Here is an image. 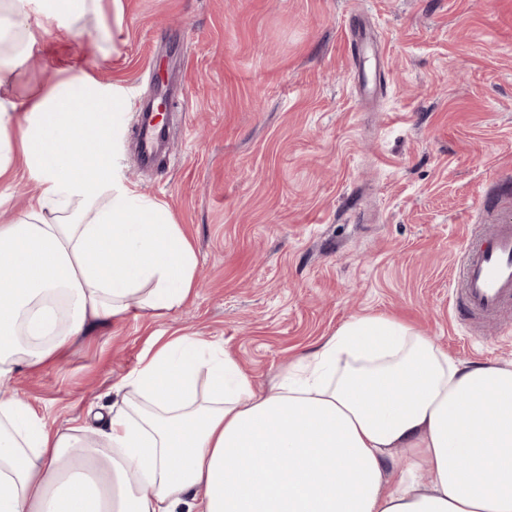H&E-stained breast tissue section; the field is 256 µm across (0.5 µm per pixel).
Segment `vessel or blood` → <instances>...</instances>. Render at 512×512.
<instances>
[{
  "mask_svg": "<svg viewBox=\"0 0 512 512\" xmlns=\"http://www.w3.org/2000/svg\"><path fill=\"white\" fill-rule=\"evenodd\" d=\"M139 138L145 157H152L157 131L150 107L138 114ZM463 320L495 319L512 305V215H502L477 234L455 278Z\"/></svg>",
  "mask_w": 512,
  "mask_h": 512,
  "instance_id": "vessel-or-blood-1",
  "label": "vessel or blood"
}]
</instances>
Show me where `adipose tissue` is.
Listing matches in <instances>:
<instances>
[{"label":"adipose tissue","instance_id":"adipose-tissue-1","mask_svg":"<svg viewBox=\"0 0 512 512\" xmlns=\"http://www.w3.org/2000/svg\"><path fill=\"white\" fill-rule=\"evenodd\" d=\"M100 2L0 0V178L20 164L44 177L0 224V382L90 322L162 317L194 294L197 254L168 207L110 175L119 134L100 115L118 94L77 69L14 125L20 51L80 37ZM87 100L97 111L63 109ZM96 418L56 428L1 397L0 512H512V361H460L381 314L267 390L202 337H170Z\"/></svg>","mask_w":512,"mask_h":512}]
</instances>
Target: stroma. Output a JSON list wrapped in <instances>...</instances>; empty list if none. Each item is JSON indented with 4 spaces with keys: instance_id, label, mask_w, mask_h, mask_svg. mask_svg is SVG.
<instances>
[{
    "instance_id": "35a3bbf8",
    "label": "stroma",
    "mask_w": 512,
    "mask_h": 512,
    "mask_svg": "<svg viewBox=\"0 0 512 512\" xmlns=\"http://www.w3.org/2000/svg\"><path fill=\"white\" fill-rule=\"evenodd\" d=\"M112 0L76 43L19 57L13 94L44 95L67 57L119 87L124 185L165 204L193 244L196 295L167 316L89 326L9 392L55 426L107 404L157 336L194 332L271 388L351 318L382 314L463 361L512 360V311L469 327L454 269L512 203V0ZM112 38L97 36L99 26ZM367 74L356 92V32ZM164 73L162 162L141 165L137 111ZM42 188L0 179V223Z\"/></svg>"
}]
</instances>
